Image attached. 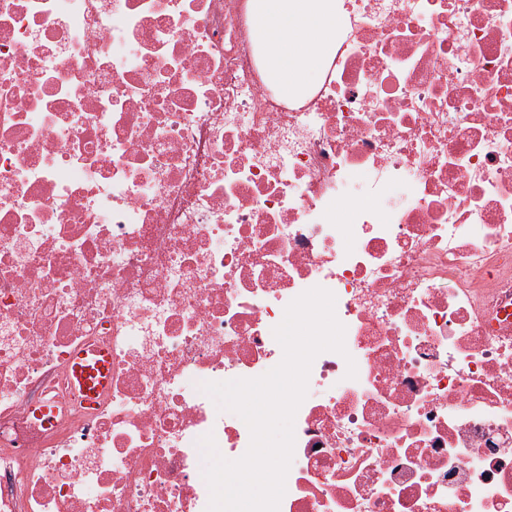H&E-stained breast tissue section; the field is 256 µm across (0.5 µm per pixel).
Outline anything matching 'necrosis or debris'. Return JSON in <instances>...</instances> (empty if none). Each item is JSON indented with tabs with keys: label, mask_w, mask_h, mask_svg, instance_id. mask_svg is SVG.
I'll return each mask as SVG.
<instances>
[{
	"label": "necrosis or debris",
	"mask_w": 512,
	"mask_h": 512,
	"mask_svg": "<svg viewBox=\"0 0 512 512\" xmlns=\"http://www.w3.org/2000/svg\"><path fill=\"white\" fill-rule=\"evenodd\" d=\"M342 2L291 98L249 0H0V512H206L316 286L279 512H512V0ZM66 371L72 387L88 404H93L112 380L111 359L103 349L75 352L66 364Z\"/></svg>",
	"instance_id": "1"
}]
</instances>
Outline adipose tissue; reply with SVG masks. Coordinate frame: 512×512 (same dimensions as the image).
Listing matches in <instances>:
<instances>
[{
  "mask_svg": "<svg viewBox=\"0 0 512 512\" xmlns=\"http://www.w3.org/2000/svg\"><path fill=\"white\" fill-rule=\"evenodd\" d=\"M266 69L286 92L316 84L336 48L340 0H250Z\"/></svg>",
  "mask_w": 512,
  "mask_h": 512,
  "instance_id": "1",
  "label": "adipose tissue"
}]
</instances>
